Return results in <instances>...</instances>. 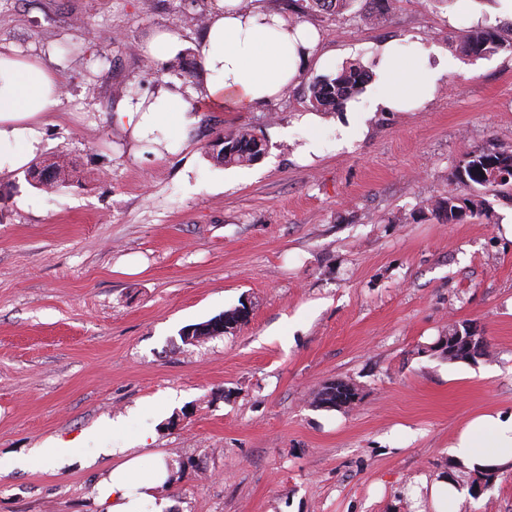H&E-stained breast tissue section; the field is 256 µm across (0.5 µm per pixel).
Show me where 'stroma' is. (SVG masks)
Segmentation results:
<instances>
[{"mask_svg": "<svg viewBox=\"0 0 512 512\" xmlns=\"http://www.w3.org/2000/svg\"><path fill=\"white\" fill-rule=\"evenodd\" d=\"M213 0H0V43L61 76L38 160L77 175L47 194L0 175V512H102L96 486L115 448L160 453L174 472L155 495L171 512H433L429 486L472 472L447 449L473 417L512 412V193L470 184L486 217H436L461 161L512 150V20L486 0H397L314 13L330 72L378 65L393 43L442 47L459 69L412 111H316L302 83L258 111L199 106L186 147L155 156L112 120L127 99L190 79L151 63L160 28L192 41ZM502 45L465 55L468 30ZM159 78L144 82L147 67ZM246 128L267 144L249 166L206 145ZM328 152L306 156L310 140ZM37 198V206L26 203ZM244 305L235 331L181 330ZM474 327L486 356L429 353L449 326ZM337 379L361 400L312 406ZM74 445L58 464L35 449ZM468 512H512V468Z\"/></svg>", "mask_w": 512, "mask_h": 512, "instance_id": "obj_1", "label": "stroma"}]
</instances>
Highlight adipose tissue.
Listing matches in <instances>:
<instances>
[{
  "mask_svg": "<svg viewBox=\"0 0 512 512\" xmlns=\"http://www.w3.org/2000/svg\"><path fill=\"white\" fill-rule=\"evenodd\" d=\"M238 3L215 0L204 36L196 43H188L177 30L159 31L149 39L145 52L156 61L192 46L204 83L182 94L162 90L122 106L113 120L134 142L178 147L196 121V101L238 110L258 108L299 82L308 63L328 65L330 58L319 53L320 37L312 27L259 5L242 11ZM433 53L436 66L422 68L392 45H383L378 104L397 110L419 107L454 64L441 48ZM62 88L58 73L40 57L0 44V172L23 170L39 153L44 119L61 106ZM448 451L471 468L512 465V413L493 410L471 419ZM170 477L161 456H133L98 483L97 499L105 512H168L169 501L156 498L154 490Z\"/></svg>",
  "mask_w": 512,
  "mask_h": 512,
  "instance_id": "ef3b65f1",
  "label": "adipose tissue"
}]
</instances>
